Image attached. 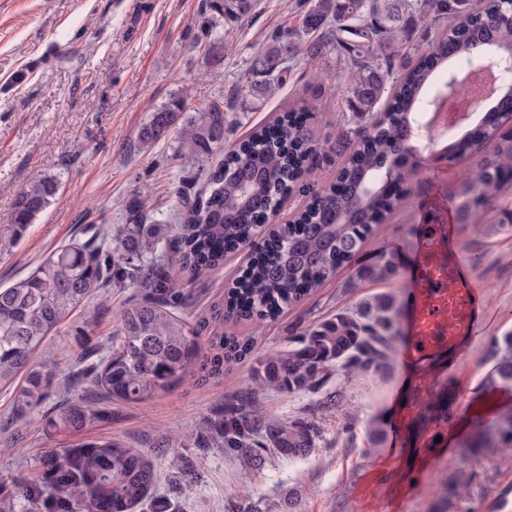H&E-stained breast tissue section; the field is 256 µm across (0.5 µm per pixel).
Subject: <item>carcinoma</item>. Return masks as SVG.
Instances as JSON below:
<instances>
[{"label":"carcinoma","mask_w":512,"mask_h":512,"mask_svg":"<svg viewBox=\"0 0 512 512\" xmlns=\"http://www.w3.org/2000/svg\"><path fill=\"white\" fill-rule=\"evenodd\" d=\"M254 6L255 0H209L208 23L238 19ZM413 23L440 29L430 53L414 60L403 53ZM487 48L494 52L490 61L501 63L500 71L512 72L506 68L512 60V10L504 0H315L300 11L297 24L275 34L254 59L245 81L247 96L263 100L303 65H312L316 77L321 61L334 54L344 75L329 90L356 128L341 131L333 147L313 138L308 114L292 107L252 128L211 168L204 195L182 200L175 254L185 274L201 279L220 268L227 254L254 245L258 221L277 211L290 192L298 188L308 197L292 222L270 228L215 318L247 323L258 331L356 258L403 200L398 193L386 196L381 191L360 198L359 174L389 169L406 180L421 164L420 155L405 145L406 128L423 112L427 98L467 88L466 69L450 70L448 81L439 86L435 70L450 58L473 68ZM183 112V100L175 93L151 114L141 141L149 145L172 131L177 154L197 162L224 147L231 123L224 101L217 99L194 116ZM497 130L486 122L457 140L454 154L475 147L480 155L463 172L459 189L448 193L460 221L483 220L500 198L512 194V134ZM333 149L344 158L336 182L327 188L303 182L317 168V159ZM58 189L53 175L35 178L14 202L13 230L33 223ZM155 246L146 214L135 204L125 227L115 233L104 230L100 244L57 249L30 276L0 288V388L24 375L20 402L39 403L50 379L34 368V358L47 336L100 289L126 282L140 289L141 299L120 313L112 356L99 370L77 369L72 375L76 383L101 388L116 401L141 402L169 391L199 367L216 376L224 365L250 355L251 341L221 334L210 340L209 362H199L198 332L177 312L181 294L164 263L157 260L150 268L133 264ZM391 274L393 264L384 252L361 268L366 278ZM399 334L395 300L381 298L312 325L285 351L259 357L254 386L224 402L217 433L224 456L256 470L276 459L308 456L319 439L314 425L264 415L257 395L315 393L337 370L348 381L360 370L385 363ZM508 386L511 335L504 337V351L484 390ZM91 418L89 406L71 402L48 427L76 435ZM474 429L473 440L461 444L468 451L512 443V409L489 423L478 421ZM44 466L63 512H131L149 497L157 479L151 460L112 440L81 443L61 456H48Z\"/></svg>","instance_id":"carcinoma-1"}]
</instances>
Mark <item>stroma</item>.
Instances as JSON below:
<instances>
[{"label":"stroma","mask_w":512,"mask_h":512,"mask_svg":"<svg viewBox=\"0 0 512 512\" xmlns=\"http://www.w3.org/2000/svg\"><path fill=\"white\" fill-rule=\"evenodd\" d=\"M298 0H256L242 19L205 26V0H0V287L26 278L53 251L89 240L104 225L124 224L131 202H140L149 223L162 225L154 255H167L166 269L185 296L181 308L199 325L200 345L213 332L253 337V356L225 368L222 376L186 381L142 403L116 402L98 388L73 387L77 368L102 362L112 352L120 311L136 304L138 288L100 289L86 307L43 344L54 382L39 405L23 408L16 390L0 391V512H57L42 459L75 440L112 439L148 457L157 483L136 512H225L228 500L254 512H494L512 496V444L468 453L472 435L462 408L425 413L429 398L447 397L461 385L480 407L483 380L512 335V194L502 197L488 222L463 224L459 243L482 282L489 321L484 339L455 360L432 361L430 393L409 392L413 414L406 434L390 443L387 426L404 368L399 352L385 364L360 371L351 382L334 373L318 393H263L267 416L314 424L320 437L306 457L252 470L201 441L226 398L252 387L258 356L287 349L313 324L382 294L402 297L405 279L395 271L383 280L360 277L359 269L379 248L393 260L411 249L423 196L457 189L461 169L477 155L436 164L423 159L406 182L407 198L383 230L370 237L355 260L269 323L259 336L245 324L213 320L224 289L250 257L241 250L209 278L191 282L169 244L176 231L174 207L183 185L200 189L210 161L176 154L173 135L142 147L139 134L151 113L172 95L187 114L223 99L233 124L224 134L232 147L242 133L291 105H305L314 134L335 141L342 105L307 80H290L258 104L236 88L249 72L258 47L288 26ZM60 186L49 206L22 233L8 226L17 193L42 174ZM337 402L324 406L326 393ZM91 406L98 416L79 437L48 432L47 421L62 401ZM447 435L434 446L432 435ZM37 490L29 503L24 486Z\"/></svg>","instance_id":"stroma-1"}]
</instances>
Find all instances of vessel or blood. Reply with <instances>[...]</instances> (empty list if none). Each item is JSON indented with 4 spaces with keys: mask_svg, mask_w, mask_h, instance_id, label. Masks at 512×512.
Returning <instances> with one entry per match:
<instances>
[{
    "mask_svg": "<svg viewBox=\"0 0 512 512\" xmlns=\"http://www.w3.org/2000/svg\"><path fill=\"white\" fill-rule=\"evenodd\" d=\"M404 298L408 362L423 364L447 352H461L481 336L482 291L459 250L456 225H422Z\"/></svg>",
    "mask_w": 512,
    "mask_h": 512,
    "instance_id": "vessel-or-blood-1",
    "label": "vessel or blood"
}]
</instances>
